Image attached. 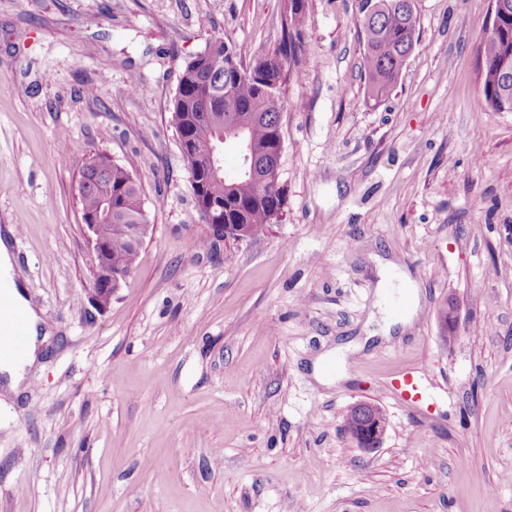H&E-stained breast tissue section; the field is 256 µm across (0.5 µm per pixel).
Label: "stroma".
<instances>
[{
  "label": "stroma",
  "mask_w": 512,
  "mask_h": 512,
  "mask_svg": "<svg viewBox=\"0 0 512 512\" xmlns=\"http://www.w3.org/2000/svg\"><path fill=\"white\" fill-rule=\"evenodd\" d=\"M282 0H0V225L52 331L0 394V512H512V112L477 47L491 0H414L418 41L373 100L362 0H304L282 113V218L207 226L171 122L212 39L280 41ZM133 162L153 230L108 304L78 195ZM420 291L390 337L381 269ZM458 306L453 342L439 313ZM323 361V378L314 374ZM415 370L418 397L391 385ZM378 405L382 445L345 432Z\"/></svg>",
  "instance_id": "stroma-1"
}]
</instances>
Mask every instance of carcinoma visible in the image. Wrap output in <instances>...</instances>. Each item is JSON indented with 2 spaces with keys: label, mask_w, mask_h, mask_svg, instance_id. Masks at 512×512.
<instances>
[{
  "label": "carcinoma",
  "mask_w": 512,
  "mask_h": 512,
  "mask_svg": "<svg viewBox=\"0 0 512 512\" xmlns=\"http://www.w3.org/2000/svg\"><path fill=\"white\" fill-rule=\"evenodd\" d=\"M409 5L401 0H363L361 27L364 33V67L368 90L375 98L390 93L405 61L415 45V29L408 24ZM305 26L303 0H283L280 14L281 39L270 55H258L243 64L241 50L228 47L221 38L190 59L179 79L171 109L177 133L189 137L185 156L189 180L201 218L212 206H221L227 224H246L255 237L280 215L286 203L281 187L260 186L237 174L224 173L212 178L195 167L223 136L224 128L214 125L224 113L233 112L246 126L244 140L257 167L265 166L274 150L281 128L284 86L291 67L299 61ZM512 56V16L502 19L496 38L482 41L478 58L483 68V94L488 106L499 110V66ZM233 88V101L224 102V86ZM86 190L80 197L85 214L100 217V231L107 241L111 258L121 261L126 274L134 269L139 244L132 228L147 223L140 186L133 178V167L116 164L105 153L94 155L81 172Z\"/></svg>",
  "instance_id": "obj_1"
}]
</instances>
